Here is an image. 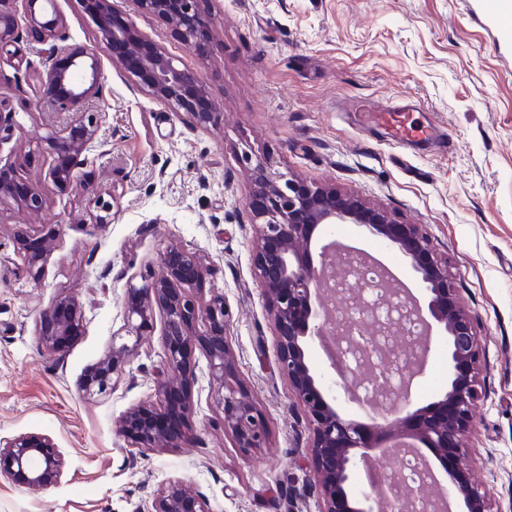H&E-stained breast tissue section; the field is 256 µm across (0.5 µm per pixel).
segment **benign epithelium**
Returning <instances> with one entry per match:
<instances>
[{
	"label": "benign epithelium",
	"mask_w": 512,
	"mask_h": 512,
	"mask_svg": "<svg viewBox=\"0 0 512 512\" xmlns=\"http://www.w3.org/2000/svg\"><path fill=\"white\" fill-rule=\"evenodd\" d=\"M0 0V53L23 41V34L45 46L44 70L40 77L44 98L58 110L71 114L63 134L50 136L54 164L48 179L62 191L82 164L100 122L101 111L80 109L85 101L99 95L98 60L83 46L60 45L59 19L42 22L36 6L54 0H22L29 19L28 31L19 29L10 4ZM205 0H136L138 7L163 18L182 44L193 49L211 37L210 22L201 8ZM94 18L100 38L114 48L115 59L124 66L135 61L131 74L140 88L169 104L176 115H187L194 125L206 130L221 120V113L201 80L192 72L174 64L165 49L148 44L131 25L115 15L111 0H82ZM239 162L252 184L246 206L254 219L253 262L259 273L262 292L268 300V312L277 333V361L280 374L302 403L312 423L314 442L311 452L321 487L322 512H374L372 502L384 495L373 486L366 492L354 491L351 472L366 450L376 447L398 433L413 439L436 454L444 470V484L433 491L431 500L441 502L450 496L460 498L463 512H489L488 493L470 479V468L461 451L460 441L473 425L477 401L476 370L478 352L475 321L455 301L448 280V261L444 259L416 224H407L387 212L366 205L357 198L330 187L309 185L289 172L274 168L268 157L248 150ZM14 169L0 166V200L9 198L21 210L38 212L46 203L48 188L30 184L19 192ZM323 224H354L366 236L379 237L395 246L409 259L428 294L426 307L412 302L405 290L390 280L371 283L381 297L396 301L405 316H415L424 325V335L410 342L418 365L427 352L432 323L448 336V392L424 409H410L408 393L412 371L401 373L399 395L389 406L397 418L390 424L371 426L349 419L336 410L335 396L325 388L309 361L310 343L321 340L331 329V309L318 287L323 279L337 281L343 268L330 269L328 251L344 253L343 244L320 247V262L312 259L314 232ZM56 229L48 227L42 248L32 251L24 231L17 234L22 266L34 278L46 264L48 242ZM163 273L143 276L126 288L124 324L112 336L104 356L84 374L82 392L89 398L113 389L125 376L129 355L152 335L155 310L164 316L161 341L165 350L163 377L157 383L155 400L126 410L116 421V430L137 448H153L180 440L156 426L154 418L172 407V396L180 398L182 415L191 412L190 388L194 375L189 371L195 345L204 350L214 384V403L222 414L224 432L232 435L235 446L247 453L267 444L265 420L236 380L226 342L230 314L224 295L206 289L207 269L195 251L178 244L160 253ZM210 297L203 298V291ZM38 336L42 345L62 353L81 333L83 314L79 305L64 296L39 314ZM31 491L56 485L63 476V458L52 440L39 434H20L0 438V476ZM151 512H207L203 497L178 481H171L152 503Z\"/></svg>",
	"instance_id": "7a95c632"
}]
</instances>
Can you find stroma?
Wrapping results in <instances>:
<instances>
[{
    "label": "stroma",
    "mask_w": 512,
    "mask_h": 512,
    "mask_svg": "<svg viewBox=\"0 0 512 512\" xmlns=\"http://www.w3.org/2000/svg\"><path fill=\"white\" fill-rule=\"evenodd\" d=\"M112 7L199 77L224 120L197 129L141 89L79 0H55L46 10V18H61L66 44L94 49L104 114L96 152L66 191L49 192L42 212L0 203V437L43 434L64 458L60 483L36 492L1 477L0 512H149L171 480L199 492L209 512H320L312 426L278 371L253 263L251 183L239 163L245 149L421 225L447 259L459 302L477 318L479 399L463 452L473 481L490 492V512H512V55L498 51L462 0H206L212 38L194 50L135 0ZM21 49L26 68L0 63V99L16 109L0 161L42 185L53 162L47 139L68 116L38 99L39 44ZM412 100L422 105L412 120L430 123L435 135L404 147L386 126L364 130L354 114L364 101L386 110ZM100 196L112 202L103 228L94 224ZM45 224L59 234L34 280L17 268L15 236L18 226L35 236ZM345 231L346 244L377 249L424 297L397 248L352 224ZM172 243L203 258L208 287L223 293L231 312L230 357L269 430L267 446L250 454L224 431L200 350L191 360V443L133 448L117 433L119 416L154 394L160 334L141 342L109 394L80 390L123 324L128 282L159 271ZM64 295L80 304L84 331L57 354L42 347L37 320ZM309 361L339 413L362 420L319 344ZM447 361L448 339L435 336L412 408L446 392L432 372Z\"/></svg>",
    "instance_id": "obj_1"
}]
</instances>
